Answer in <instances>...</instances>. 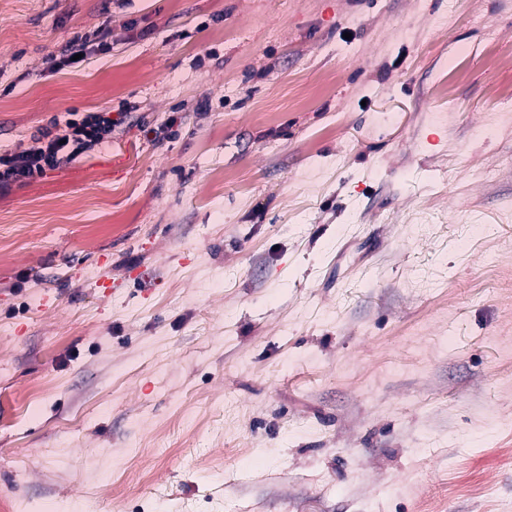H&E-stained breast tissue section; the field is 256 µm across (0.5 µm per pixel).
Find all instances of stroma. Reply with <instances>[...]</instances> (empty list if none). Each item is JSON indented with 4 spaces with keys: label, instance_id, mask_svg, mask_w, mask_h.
I'll use <instances>...</instances> for the list:
<instances>
[{
    "label": "stroma",
    "instance_id": "35a3bbf8",
    "mask_svg": "<svg viewBox=\"0 0 512 512\" xmlns=\"http://www.w3.org/2000/svg\"><path fill=\"white\" fill-rule=\"evenodd\" d=\"M510 84L512 0H0V152L136 109L0 195V499L512 512ZM108 39V29H96L92 33L77 37L59 57L58 55L49 57V70L56 72L65 68H77L95 56L109 53L112 50V44ZM76 54H82V58L73 60Z\"/></svg>",
    "mask_w": 512,
    "mask_h": 512
}]
</instances>
